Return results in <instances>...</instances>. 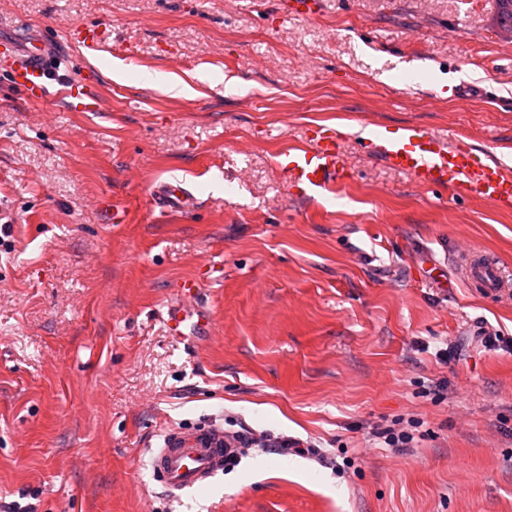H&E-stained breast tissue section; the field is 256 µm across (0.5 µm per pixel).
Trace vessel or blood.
<instances>
[{
	"label": "vessel or blood",
	"instance_id": "obj_1",
	"mask_svg": "<svg viewBox=\"0 0 512 512\" xmlns=\"http://www.w3.org/2000/svg\"><path fill=\"white\" fill-rule=\"evenodd\" d=\"M85 55L96 56L104 48L98 27L75 22L70 26ZM60 52L55 41L36 39L25 47L10 49V78L26 100L39 103L50 97ZM346 132L333 125L310 130L306 143L283 149L277 164L297 198L312 200L345 186L352 169L342 151ZM367 152L388 167L410 175L423 187L449 191L453 196L479 198L498 210H512V167L480 155L464 142L447 144L428 127L417 123L382 125L363 138ZM153 202L163 210L185 209L191 194L182 184L162 182ZM457 274L467 287L495 300L512 295V271L492 255L467 249L454 258ZM229 451L224 435L202 429L184 436L167 434L151 455L152 477L169 498L205 487L224 469Z\"/></svg>",
	"mask_w": 512,
	"mask_h": 512
}]
</instances>
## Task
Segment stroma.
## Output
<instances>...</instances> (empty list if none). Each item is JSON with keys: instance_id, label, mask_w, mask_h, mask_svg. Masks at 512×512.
<instances>
[{"instance_id": "stroma-1", "label": "stroma", "mask_w": 512, "mask_h": 512, "mask_svg": "<svg viewBox=\"0 0 512 512\" xmlns=\"http://www.w3.org/2000/svg\"><path fill=\"white\" fill-rule=\"evenodd\" d=\"M75 21L106 27L104 51L60 66L99 111L68 109L59 84L28 103L0 57V512H512V354L473 340L511 337L512 302L453 266L469 247L512 269V212L352 141L353 178L324 198L295 199L276 164L350 119L423 123L512 162L496 0H0V40L63 41ZM463 79L487 96L458 97ZM173 178L192 212L155 208ZM178 301L207 312L202 335L168 333ZM459 338L467 360H436ZM412 415L416 448H371L365 423ZM208 426L353 464L252 446L169 500L150 449Z\"/></svg>"}]
</instances>
